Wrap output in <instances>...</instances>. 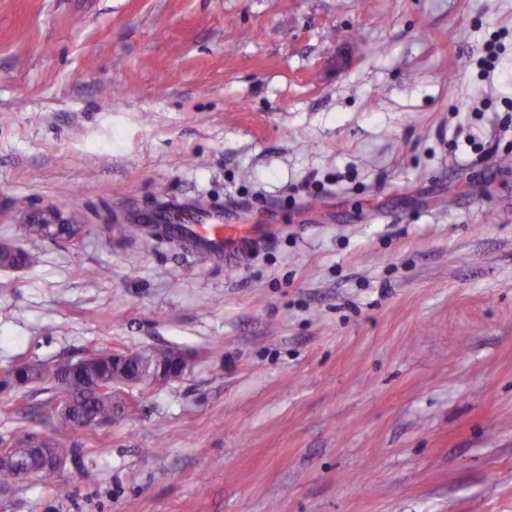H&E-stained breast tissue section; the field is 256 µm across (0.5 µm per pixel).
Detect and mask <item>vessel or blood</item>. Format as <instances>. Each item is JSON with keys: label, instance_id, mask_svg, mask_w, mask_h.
<instances>
[{"label": "vessel or blood", "instance_id": "b4317fda", "mask_svg": "<svg viewBox=\"0 0 512 512\" xmlns=\"http://www.w3.org/2000/svg\"><path fill=\"white\" fill-rule=\"evenodd\" d=\"M224 207L199 199L166 201L152 212L134 214L139 224H153L166 237L197 256L221 260L242 252L261 230L257 224H233Z\"/></svg>", "mask_w": 512, "mask_h": 512}]
</instances>
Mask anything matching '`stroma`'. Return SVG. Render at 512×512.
<instances>
[{
  "label": "stroma",
  "mask_w": 512,
  "mask_h": 512,
  "mask_svg": "<svg viewBox=\"0 0 512 512\" xmlns=\"http://www.w3.org/2000/svg\"><path fill=\"white\" fill-rule=\"evenodd\" d=\"M505 157L512 0H0V241L84 227L0 268V368L189 359L0 512H512ZM161 188L272 228L109 234Z\"/></svg>",
  "instance_id": "35a3bbf8"
}]
</instances>
